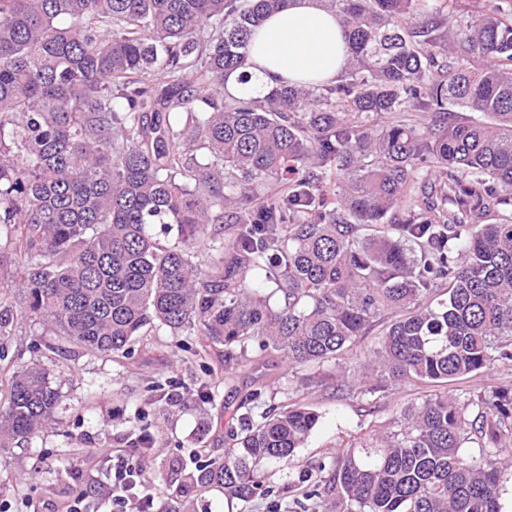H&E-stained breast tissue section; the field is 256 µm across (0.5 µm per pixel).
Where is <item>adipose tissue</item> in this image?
I'll return each instance as SVG.
<instances>
[{"label": "adipose tissue", "mask_w": 512, "mask_h": 512, "mask_svg": "<svg viewBox=\"0 0 512 512\" xmlns=\"http://www.w3.org/2000/svg\"><path fill=\"white\" fill-rule=\"evenodd\" d=\"M348 58L341 24L324 0H288L251 36L248 83L234 71L225 76L224 91L258 96L281 85L330 84L345 72Z\"/></svg>", "instance_id": "obj_1"}]
</instances>
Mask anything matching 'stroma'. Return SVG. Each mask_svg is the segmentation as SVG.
<instances>
[{
    "instance_id": "stroma-1",
    "label": "stroma",
    "mask_w": 512,
    "mask_h": 512,
    "mask_svg": "<svg viewBox=\"0 0 512 512\" xmlns=\"http://www.w3.org/2000/svg\"><path fill=\"white\" fill-rule=\"evenodd\" d=\"M373 336L358 338L336 363L299 386L294 370L280 359L251 364L225 358L223 347H201L197 336L163 329L137 337L128 355L103 357L81 349L38 322H21L7 342L16 364L40 362L50 369L62 394L56 422L37 437L0 449V512H70L77 499L102 506L99 484L107 463L102 448L129 450L132 439L151 436V450L135 460L149 477L159 501L186 500L192 512H296L299 479L333 456L349 440L394 429L401 410L434 389L414 383L362 396L340 387L342 371L358 365ZM275 405L308 404L320 424L288 468L269 469L272 495L246 502L226 499L216 488H186L181 473L196 460L223 456L236 427L241 400L258 386ZM209 387L213 401L200 397ZM512 387V363L494 364L449 382L453 395Z\"/></svg>"
}]
</instances>
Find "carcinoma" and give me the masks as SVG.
<instances>
[{
    "label": "carcinoma",
    "mask_w": 512,
    "mask_h": 512,
    "mask_svg": "<svg viewBox=\"0 0 512 512\" xmlns=\"http://www.w3.org/2000/svg\"><path fill=\"white\" fill-rule=\"evenodd\" d=\"M286 2L0 0V275L15 291L0 292V362L30 319L107 357L161 327L319 369L393 310L360 393L512 363V0H325L344 78L224 104L251 29ZM412 111L434 123L394 119ZM208 241L212 281L192 260ZM61 402L42 364L0 379V449ZM239 409L224 457L184 482L248 501L320 416L261 389ZM511 464L512 387L435 393L301 495L333 493L336 512H501Z\"/></svg>",
    "instance_id": "1"
}]
</instances>
